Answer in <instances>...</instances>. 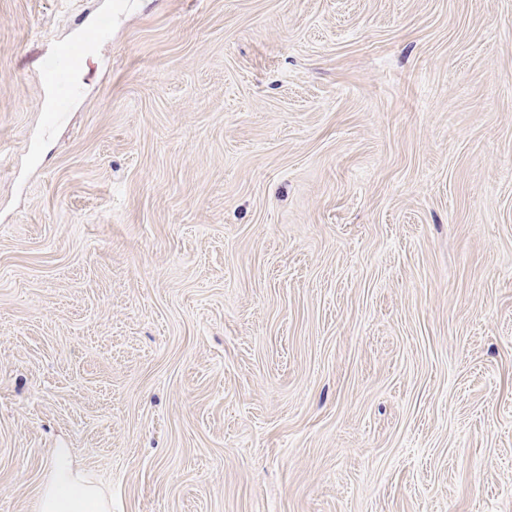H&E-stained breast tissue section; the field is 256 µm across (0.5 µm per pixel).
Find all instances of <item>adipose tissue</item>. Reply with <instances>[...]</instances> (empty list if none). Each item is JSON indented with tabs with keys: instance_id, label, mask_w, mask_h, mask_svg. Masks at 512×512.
Segmentation results:
<instances>
[{
	"instance_id": "adipose-tissue-1",
	"label": "adipose tissue",
	"mask_w": 512,
	"mask_h": 512,
	"mask_svg": "<svg viewBox=\"0 0 512 512\" xmlns=\"http://www.w3.org/2000/svg\"><path fill=\"white\" fill-rule=\"evenodd\" d=\"M40 512H111V502L98 485L75 465L68 449H56L50 481L39 502Z\"/></svg>"
}]
</instances>
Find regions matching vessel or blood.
<instances>
[{"instance_id":"1","label":"vessel or blood","mask_w":512,"mask_h":512,"mask_svg":"<svg viewBox=\"0 0 512 512\" xmlns=\"http://www.w3.org/2000/svg\"><path fill=\"white\" fill-rule=\"evenodd\" d=\"M85 54L84 45L71 40L59 44L51 54L43 58L41 76L44 84L52 91L44 108L46 125H54L68 110L70 97L75 91L74 75Z\"/></svg>"}]
</instances>
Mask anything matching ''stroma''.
<instances>
[{
  "mask_svg": "<svg viewBox=\"0 0 512 512\" xmlns=\"http://www.w3.org/2000/svg\"><path fill=\"white\" fill-rule=\"evenodd\" d=\"M59 448L112 512H512V0H0V512ZM85 54L84 45L71 40L59 44L51 54L43 58L41 76L44 84L52 91L44 108L47 126L54 125L68 110L70 97L75 91L74 75L80 69Z\"/></svg>",
  "mask_w": 512,
  "mask_h": 512,
  "instance_id": "stroma-1",
  "label": "stroma"
}]
</instances>
